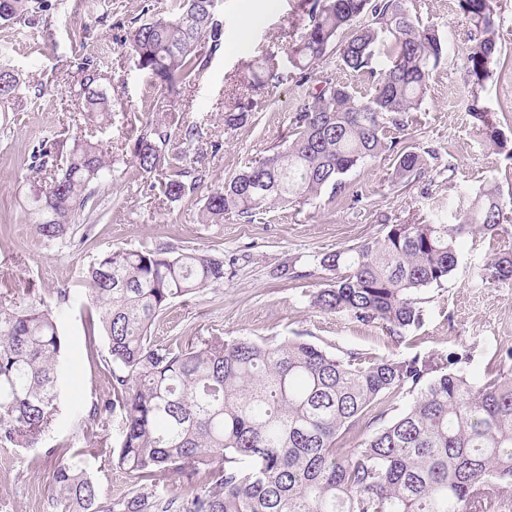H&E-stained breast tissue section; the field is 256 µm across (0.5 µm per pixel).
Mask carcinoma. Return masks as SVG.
<instances>
[{
    "instance_id": "1",
    "label": "carcinoma",
    "mask_w": 512,
    "mask_h": 512,
    "mask_svg": "<svg viewBox=\"0 0 512 512\" xmlns=\"http://www.w3.org/2000/svg\"><path fill=\"white\" fill-rule=\"evenodd\" d=\"M220 0H178L167 17H148L124 42L136 67L158 88L153 118L131 140L145 174L159 172L168 200L186 196L192 173L187 152L202 128L180 120V95L221 46ZM477 43L469 73L483 86L494 57L512 63L498 46L495 0H458ZM41 0H0V22L33 25ZM301 35L288 48V72L270 56L249 65L250 91L274 87L288 75L302 81L336 51L345 69L369 79L359 97L331 75L316 78L291 117V140L213 190L202 207L207 224L235 216L250 223L275 205L306 202L347 187L349 173L396 156L399 180L422 179L439 151L399 146L390 130L413 126L433 72L448 57L438 30L411 16L406 0H299ZM367 24L356 26L360 15ZM388 54L379 68L378 51ZM76 95L83 117L101 124L112 98L97 67L86 61ZM21 95L20 77L0 64V108ZM257 102L246 94L224 105V126L246 123ZM470 116L488 146L512 158L496 112L474 96ZM44 144L33 155L48 180L31 186L24 209L34 235L47 243L73 238V220L91 186L112 172V156L93 137ZM512 201L484 184L457 223L386 224L382 235L324 255L336 278L312 295L327 313L375 323L400 340L422 323L421 293L455 270L469 229L495 235ZM484 283L512 281V255L488 262ZM224 283V260L196 249L175 252L116 249L89 266L83 286L85 335L106 337L108 399L101 411L119 413L118 448L86 427L88 447L48 444L60 414V360L65 348L56 317L42 301L21 306L19 284L0 291V444L39 449L58 458L47 490L54 512H512V347L482 378L454 351L424 359L338 355L301 336L278 341L222 336L195 341L154 340L151 327L178 299ZM412 401L391 419V397ZM376 429L365 432L362 423ZM99 459L126 471L131 487L103 492L85 465ZM178 476L180 487L167 484Z\"/></svg>"
}]
</instances>
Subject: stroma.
Masks as SVG:
<instances>
[{
  "mask_svg": "<svg viewBox=\"0 0 512 512\" xmlns=\"http://www.w3.org/2000/svg\"><path fill=\"white\" fill-rule=\"evenodd\" d=\"M172 0H44L35 26L0 28V63L23 80L22 98L0 118V283L30 281L42 300L55 306L67 340L62 363V415L53 440L85 446L81 424L94 401L109 394L104 368L107 342L86 344L82 315L83 272L110 249L174 251L195 248L224 260L223 284L179 300L154 327L157 338L221 336L227 339L302 335L333 352L352 349L372 357L405 355L438 357L464 352L470 370L483 376L501 351L512 345V282L481 285L479 269L503 252H512V220L495 236L466 234L456 269L442 286L424 290V319L394 342L376 325L344 314L314 308L311 296L333 273L321 258L336 249L378 237L383 225L437 219L451 224L468 197L486 181L512 197V160L484 146L468 114L472 93L489 111L512 106V68L493 64V75L474 91L468 56L474 45L469 21L457 0H408L413 17L438 29L448 42V59L434 72L418 127L396 133L404 146L438 147L440 165L426 178L397 183L391 159H379L353 171L349 185L336 197L275 206L244 224L229 218L221 224L201 221L207 194L240 169L271 155L290 131L293 111L312 90V83L288 79L259 94L251 120L234 130L224 127L223 103L240 93L254 51L285 62L301 29L297 0H279L266 9L264 0H224V42L207 69L184 94L182 115L200 125L198 155L205 174L191 197L167 200L159 191L160 175L141 173L128 141L146 119V103L156 91L137 69L122 43L129 26L153 5L164 16ZM256 15L244 27L247 15ZM83 29V44L71 39ZM96 64L112 99V122L93 134L112 153V173L93 186L92 198L75 218L77 229H90L87 242L48 245L36 238L23 218L35 173L32 156L46 140L72 141L85 133L82 104L75 95L84 59ZM221 143L212 153L211 142ZM295 278L281 276V269ZM70 291L67 302L59 289ZM57 461L32 457L19 448L0 445V512H44V486Z\"/></svg>",
  "mask_w": 512,
  "mask_h": 512,
  "instance_id": "35a3bbf8",
  "label": "stroma"
}]
</instances>
